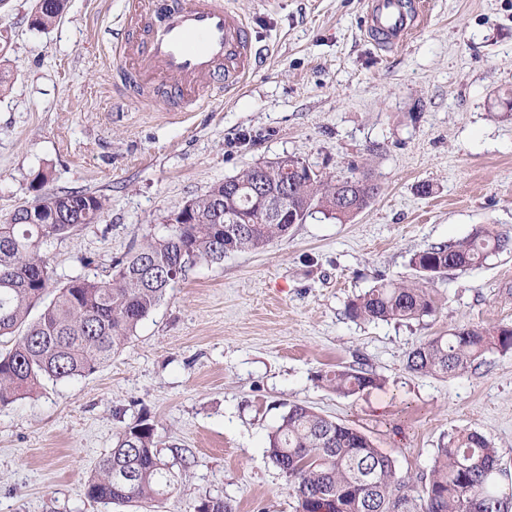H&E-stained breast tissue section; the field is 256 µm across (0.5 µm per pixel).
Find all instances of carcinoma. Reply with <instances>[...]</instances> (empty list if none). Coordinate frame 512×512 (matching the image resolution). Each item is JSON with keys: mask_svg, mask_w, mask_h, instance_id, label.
I'll use <instances>...</instances> for the list:
<instances>
[{"mask_svg": "<svg viewBox=\"0 0 512 512\" xmlns=\"http://www.w3.org/2000/svg\"><path fill=\"white\" fill-rule=\"evenodd\" d=\"M66 0H46L33 24L54 25ZM299 178L285 206L286 220L265 218L255 201L239 196L234 219L219 217L224 184L192 199L187 224L162 225L138 250L116 260L108 278H56L41 252L52 239L95 224L103 213L102 198L83 191L41 195L0 223V407L35 393L46 380L85 377L123 349L187 271L196 263H220L231 252L262 249L300 224L305 212L342 221L365 209L378 187L367 175H309L310 166L289 158ZM279 175L267 165L255 166L237 180L272 187ZM31 213L35 222L19 215ZM512 244V235L479 226L465 239L414 253L409 265L419 280L375 284L352 301L348 314L368 321L417 319L435 311L424 283L452 271L485 262ZM41 307L32 319L31 312ZM491 350H512V328L465 326L435 336L413 348L407 367L418 373L455 376ZM317 380L339 395L378 388L382 379L362 366L339 367ZM156 425L146 416L123 427L113 446L94 467L87 496L118 506L139 507L169 492L172 466L158 449ZM266 457L285 476L296 499L295 512H505L512 501L493 479L500 469L498 450L480 433L458 429L448 445L437 449L429 472L403 475L394 457L375 448L370 436L327 418L302 404L288 406L267 435ZM193 512H235L219 497L204 496Z\"/></svg>", "mask_w": 512, "mask_h": 512, "instance_id": "obj_1", "label": "carcinoma"}]
</instances>
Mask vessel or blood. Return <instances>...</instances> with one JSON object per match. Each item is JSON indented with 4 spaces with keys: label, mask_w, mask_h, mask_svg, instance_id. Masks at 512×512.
Instances as JSON below:
<instances>
[{
    "label": "vessel or blood",
    "mask_w": 512,
    "mask_h": 512,
    "mask_svg": "<svg viewBox=\"0 0 512 512\" xmlns=\"http://www.w3.org/2000/svg\"><path fill=\"white\" fill-rule=\"evenodd\" d=\"M134 29L115 43L122 90L145 100L142 75L164 89L172 112L236 93L260 62L251 29L231 0H127ZM368 32L383 48L407 40L424 21L418 0H367Z\"/></svg>",
    "instance_id": "obj_1"
}]
</instances>
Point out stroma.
<instances>
[{
    "label": "stroma",
    "instance_id": "obj_1",
    "mask_svg": "<svg viewBox=\"0 0 512 512\" xmlns=\"http://www.w3.org/2000/svg\"><path fill=\"white\" fill-rule=\"evenodd\" d=\"M124 2L67 0L45 30L34 0L0 6V220L40 192L105 203L98 223L45 246L58 278L105 277L170 212L286 155L368 174L378 193L349 221L316 212L264 249L196 264L96 372L0 408V512H119L89 499L85 479L141 415L162 455L192 457L174 462L154 512H193L209 494L236 512H295L265 457L292 404L360 428L403 474L428 472L468 428L511 475L512 350L454 377L413 372L407 354L463 325L512 327V251L434 279L433 315L362 321L346 307L380 280L414 278V252L482 225L512 232V0H423L424 23L388 49L364 33L366 0H233L263 62L196 112L114 91ZM359 358L382 388L344 397L318 382Z\"/></svg>",
    "mask_w": 512,
    "mask_h": 512
}]
</instances>
